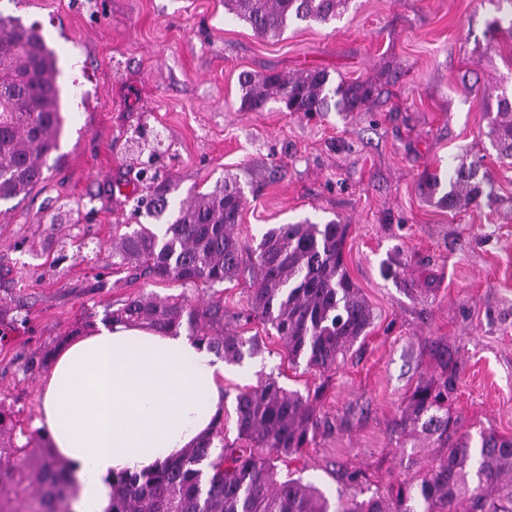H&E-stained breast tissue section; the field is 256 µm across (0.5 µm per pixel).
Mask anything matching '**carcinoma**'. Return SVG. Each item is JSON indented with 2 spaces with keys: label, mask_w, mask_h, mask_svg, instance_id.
I'll list each match as a JSON object with an SVG mask.
<instances>
[{
  "label": "carcinoma",
  "mask_w": 512,
  "mask_h": 512,
  "mask_svg": "<svg viewBox=\"0 0 512 512\" xmlns=\"http://www.w3.org/2000/svg\"><path fill=\"white\" fill-rule=\"evenodd\" d=\"M495 11L491 27L508 22L512 0H488ZM350 0H224V11L248 24L262 38H279L297 22L329 25L349 8ZM57 60L36 24L0 15V199L16 197L43 180L46 160L58 150L61 115ZM240 109L261 112L270 101L291 114L359 112L375 93L366 81L333 84L328 71L314 68L296 75H239ZM489 137L501 157L512 158V96H497L496 110L486 109ZM480 165L460 164L443 182L426 177L436 205L450 212L491 198L494 185ZM138 207L148 217L167 214L158 235L144 224L112 239V266L132 280L203 284L213 290L249 278L250 313L270 326L288 363L329 371L344 362L350 348L368 335L371 310L344 264L348 225L304 219L279 224L259 240L243 242L235 228L246 204L236 177L205 194L169 206L166 194L142 196ZM112 319L168 330H185L209 351L240 363L261 351L258 337L224 330V301L203 304L127 297ZM434 384L415 389L403 409L404 422L432 437L447 452L433 460L420 482L402 481L386 494L352 499L336 510L313 484L277 471L276 462L291 458L315 441L319 432L314 400L267 377L236 396L237 439L221 437V420L181 456L156 470L122 473L112 478L108 512H512V437L483 431L478 441L459 432L449 411L457 373L442 360ZM22 429L15 414L0 406V439ZM221 446H214V439ZM4 479L24 506L0 496V512H74L76 480L53 459L33 470L9 466Z\"/></svg>",
  "instance_id": "obj_1"
}]
</instances>
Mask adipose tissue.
Segmentation results:
<instances>
[{
    "mask_svg": "<svg viewBox=\"0 0 512 512\" xmlns=\"http://www.w3.org/2000/svg\"><path fill=\"white\" fill-rule=\"evenodd\" d=\"M224 363L186 333L99 322L54 354L39 426L79 482L75 512H106L112 475L160 467L224 410Z\"/></svg>",
    "mask_w": 512,
    "mask_h": 512,
    "instance_id": "ef3b65f1",
    "label": "adipose tissue"
}]
</instances>
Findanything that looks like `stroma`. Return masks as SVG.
<instances>
[{
    "label": "stroma",
    "mask_w": 512,
    "mask_h": 512,
    "mask_svg": "<svg viewBox=\"0 0 512 512\" xmlns=\"http://www.w3.org/2000/svg\"><path fill=\"white\" fill-rule=\"evenodd\" d=\"M0 14L39 23L58 56L65 122L58 160L25 194L0 200V404L29 433L28 463L50 448L36 426L44 373L25 360L88 330L131 295L207 301L204 288L132 281L104 247L142 223L140 166L128 138L147 141L168 198L210 192L225 175H279L251 194L242 241L303 219L347 224L344 263L372 310L367 337L339 368L291 366L273 330L246 335L262 351L224 373L225 442L237 437L236 396L277 375L317 393L320 433L287 467L330 500L368 497L420 479L442 450L401 424L409 395L454 354L450 409L471 435L512 436V161L488 137L482 88L512 90V33L489 26L487 0H352L336 22H301L261 38L224 0H0ZM323 68L382 93L360 112L307 116L240 109L241 72ZM481 162L492 201L459 212L430 202L425 177ZM80 204V222L58 216Z\"/></svg>",
    "instance_id": "35a3bbf8"
}]
</instances>
